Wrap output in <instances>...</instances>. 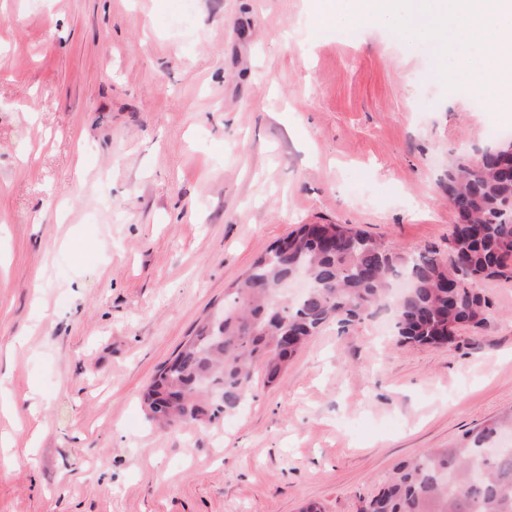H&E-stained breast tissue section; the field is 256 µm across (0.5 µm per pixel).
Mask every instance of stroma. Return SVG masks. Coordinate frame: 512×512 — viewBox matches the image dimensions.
I'll use <instances>...</instances> for the list:
<instances>
[{"label":"stroma","instance_id":"35a3bbf8","mask_svg":"<svg viewBox=\"0 0 512 512\" xmlns=\"http://www.w3.org/2000/svg\"><path fill=\"white\" fill-rule=\"evenodd\" d=\"M439 63L304 0H0V512H360L512 410V280L451 345L333 323L217 423L141 404L297 225L447 249L448 167L512 112Z\"/></svg>","mask_w":512,"mask_h":512}]
</instances>
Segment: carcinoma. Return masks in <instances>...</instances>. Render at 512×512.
<instances>
[{
	"mask_svg": "<svg viewBox=\"0 0 512 512\" xmlns=\"http://www.w3.org/2000/svg\"><path fill=\"white\" fill-rule=\"evenodd\" d=\"M448 191L458 222L446 251L407 254L352 224H300L257 256L224 310L157 367L143 392L149 418L173 426L229 416L249 396L255 366L274 383L324 326L361 323L388 304L401 344L447 346L463 327L483 326L482 285L512 279V222L499 219L512 198V159L459 157L448 167ZM299 263L312 288L290 300L277 287ZM397 274L411 288L391 303ZM503 428H512V412L399 464L361 512H512V446L486 453Z\"/></svg>",
	"mask_w": 512,
	"mask_h": 512,
	"instance_id": "carcinoma-1",
	"label": "carcinoma"
}]
</instances>
